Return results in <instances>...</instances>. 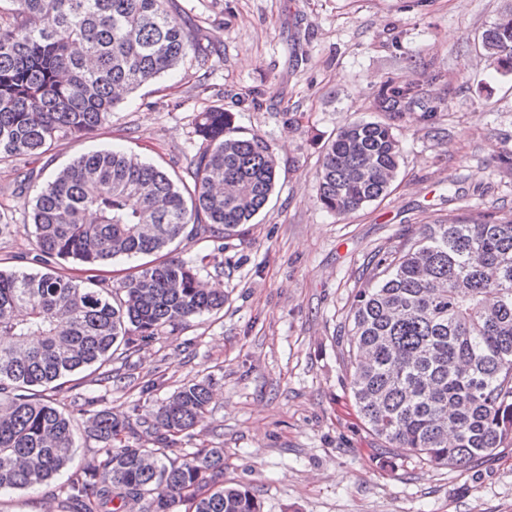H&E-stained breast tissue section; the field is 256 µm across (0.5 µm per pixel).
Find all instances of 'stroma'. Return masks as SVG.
Listing matches in <instances>:
<instances>
[{"label": "stroma", "instance_id": "35a3bbf8", "mask_svg": "<svg viewBox=\"0 0 512 512\" xmlns=\"http://www.w3.org/2000/svg\"><path fill=\"white\" fill-rule=\"evenodd\" d=\"M177 21L211 44L144 84L109 119L44 155L0 162V269L37 271L33 197L80 155L119 147L178 178L201 145L192 121L219 107L242 136L268 141L277 181L266 207L223 239L182 236L174 259L207 256L222 310L113 356L112 381L89 368L76 391L123 417L176 388L210 381L213 398L174 454L218 446L224 480L263 512H512V447L439 468L383 447L355 411L347 315L383 254L437 220L512 215V73L481 49L506 0H176ZM388 82L446 100L434 127L394 120L402 147L386 197L338 215L318 200L328 140L375 120ZM55 481L0 493V512H68Z\"/></svg>", "mask_w": 512, "mask_h": 512}]
</instances>
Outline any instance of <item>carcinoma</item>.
<instances>
[{
  "label": "carcinoma",
  "mask_w": 512,
  "mask_h": 512,
  "mask_svg": "<svg viewBox=\"0 0 512 512\" xmlns=\"http://www.w3.org/2000/svg\"><path fill=\"white\" fill-rule=\"evenodd\" d=\"M173 0H4L0 5V162L40 155L100 127L128 93L207 47L172 14ZM481 48L512 72V8L481 34ZM375 109L414 110L434 125L447 109L412 84H387ZM206 146L185 155L188 180L121 151L83 154L37 192L39 256L100 266L164 250L190 231L230 236L266 205L276 183L270 143L242 137L222 109L194 117ZM401 158L391 124L355 121L328 141L317 178L322 206L356 212L387 195ZM97 223H83L86 211ZM224 307L202 287L195 260L140 266L110 288L53 270H0V491L68 469L74 428L37 388ZM350 389L369 430L388 448L461 468L512 446V217L478 214L425 224L376 262L350 311ZM212 398L184 384L147 414L95 410L84 433L101 443L56 496L69 512H263L244 485L226 486L224 449L169 452ZM146 427L153 447L133 448Z\"/></svg>",
  "instance_id": "1"
}]
</instances>
